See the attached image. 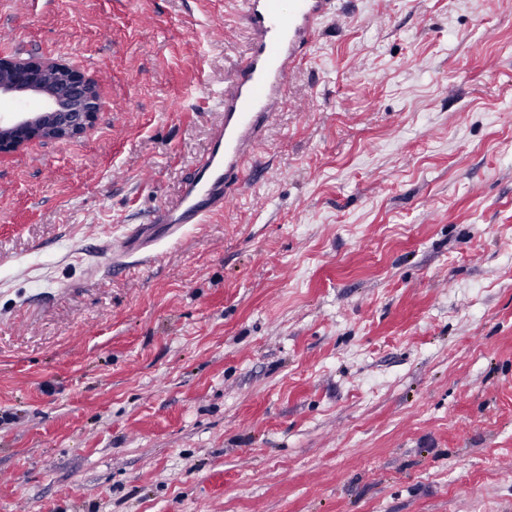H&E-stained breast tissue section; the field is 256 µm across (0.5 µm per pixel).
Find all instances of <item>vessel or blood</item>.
Listing matches in <instances>:
<instances>
[{"instance_id":"vessel-or-blood-1","label":"vessel or blood","mask_w":512,"mask_h":512,"mask_svg":"<svg viewBox=\"0 0 512 512\" xmlns=\"http://www.w3.org/2000/svg\"><path fill=\"white\" fill-rule=\"evenodd\" d=\"M234 5L246 24L249 52L224 72L220 117L208 148L184 176L178 195L128 233L126 254L143 250L154 237H174L183 225L206 223L238 199L248 164L288 101L291 75L321 24L338 12L337 0H234Z\"/></svg>"}]
</instances>
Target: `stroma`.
<instances>
[{
  "label": "stroma",
  "mask_w": 512,
  "mask_h": 512,
  "mask_svg": "<svg viewBox=\"0 0 512 512\" xmlns=\"http://www.w3.org/2000/svg\"><path fill=\"white\" fill-rule=\"evenodd\" d=\"M339 8L236 205L117 267L245 23L0 5L1 55L101 97L0 158V512H512V0Z\"/></svg>",
  "instance_id": "obj_1"
}]
</instances>
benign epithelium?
Returning a JSON list of instances; mask_svg holds the SVG:
<instances>
[{"label": "benign epithelium", "instance_id": "7a95c632", "mask_svg": "<svg viewBox=\"0 0 512 512\" xmlns=\"http://www.w3.org/2000/svg\"><path fill=\"white\" fill-rule=\"evenodd\" d=\"M46 95L40 113L0 119V156L13 155L33 142L79 138L93 126L100 110L96 81L57 60L0 57V93Z\"/></svg>", "mask_w": 512, "mask_h": 512}]
</instances>
